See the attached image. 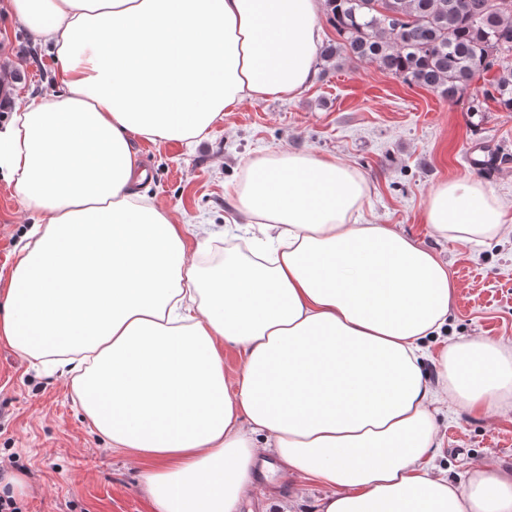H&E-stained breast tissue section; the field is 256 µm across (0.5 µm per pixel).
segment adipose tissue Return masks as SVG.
<instances>
[{
	"label": "adipose tissue",
	"instance_id": "obj_1",
	"mask_svg": "<svg viewBox=\"0 0 512 512\" xmlns=\"http://www.w3.org/2000/svg\"><path fill=\"white\" fill-rule=\"evenodd\" d=\"M323 0H0L49 43L63 94L0 125V171L42 214L0 293V342L69 367L84 415L125 450L157 512H236L276 456L325 490L317 512H512V471L434 472L432 407L480 414L512 390V347L455 343L422 373L455 299L448 266L388 224L336 159L278 151L233 189L253 256L186 257L188 227L140 197L130 140L194 142L243 100L315 79ZM507 207L449 181L423 220L482 242ZM242 368L224 381L219 340Z\"/></svg>",
	"mask_w": 512,
	"mask_h": 512
}]
</instances>
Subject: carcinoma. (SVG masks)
<instances>
[{"mask_svg": "<svg viewBox=\"0 0 512 512\" xmlns=\"http://www.w3.org/2000/svg\"><path fill=\"white\" fill-rule=\"evenodd\" d=\"M337 38L326 63H374L381 70L456 99L476 76L496 70L483 96L512 112V0H325Z\"/></svg>", "mask_w": 512, "mask_h": 512, "instance_id": "1", "label": "carcinoma"}]
</instances>
